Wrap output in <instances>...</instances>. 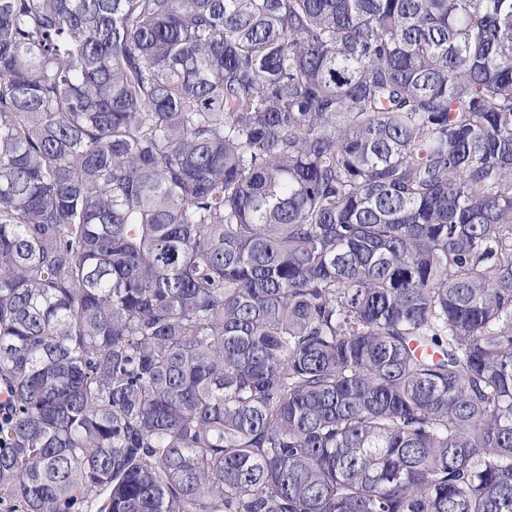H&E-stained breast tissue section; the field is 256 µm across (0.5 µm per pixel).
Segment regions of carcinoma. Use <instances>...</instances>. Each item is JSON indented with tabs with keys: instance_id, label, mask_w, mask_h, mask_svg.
Instances as JSON below:
<instances>
[{
	"instance_id": "cac0c4a2",
	"label": "carcinoma",
	"mask_w": 512,
	"mask_h": 512,
	"mask_svg": "<svg viewBox=\"0 0 512 512\" xmlns=\"http://www.w3.org/2000/svg\"><path fill=\"white\" fill-rule=\"evenodd\" d=\"M0 503L512 512V0H0Z\"/></svg>"
}]
</instances>
